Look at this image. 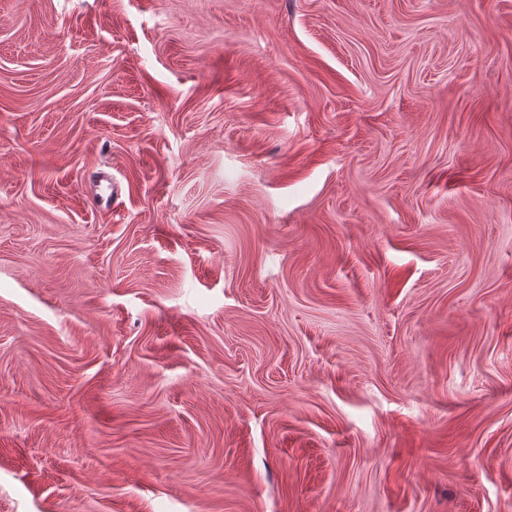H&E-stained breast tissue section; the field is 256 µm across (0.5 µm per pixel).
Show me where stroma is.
Returning a JSON list of instances; mask_svg holds the SVG:
<instances>
[{"instance_id": "35a3bbf8", "label": "stroma", "mask_w": 512, "mask_h": 512, "mask_svg": "<svg viewBox=\"0 0 512 512\" xmlns=\"http://www.w3.org/2000/svg\"><path fill=\"white\" fill-rule=\"evenodd\" d=\"M0 512H512V0H0Z\"/></svg>"}]
</instances>
